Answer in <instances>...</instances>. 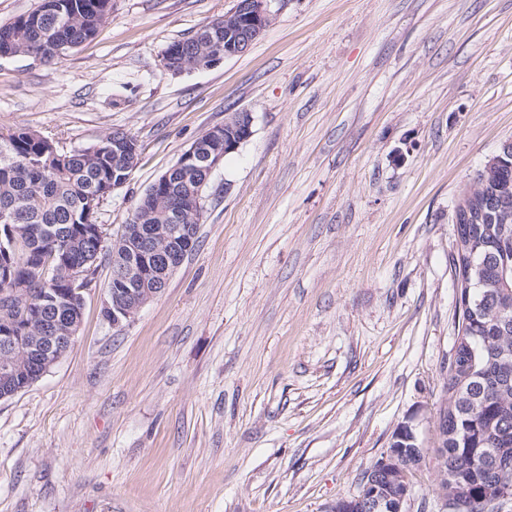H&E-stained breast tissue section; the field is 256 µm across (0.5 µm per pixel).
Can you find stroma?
Masks as SVG:
<instances>
[{
    "label": "stroma",
    "instance_id": "35a3bbf8",
    "mask_svg": "<svg viewBox=\"0 0 512 512\" xmlns=\"http://www.w3.org/2000/svg\"><path fill=\"white\" fill-rule=\"evenodd\" d=\"M234 5L112 0L59 64L0 57V133L137 139L112 238L198 137L253 119L166 288L112 325L100 265L68 352L0 400V512H330L399 424L432 439L453 207L512 140V0H276L246 55L162 68ZM439 471L409 473L407 512H439Z\"/></svg>",
    "mask_w": 512,
    "mask_h": 512
}]
</instances>
